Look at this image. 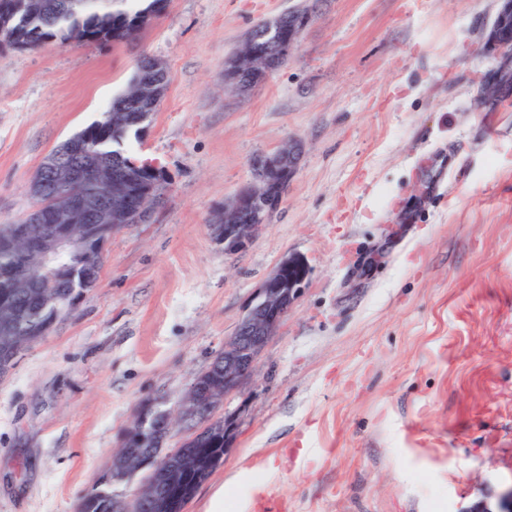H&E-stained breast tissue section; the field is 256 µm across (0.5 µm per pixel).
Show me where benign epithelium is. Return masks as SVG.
Returning a JSON list of instances; mask_svg holds the SVG:
<instances>
[{"instance_id": "obj_1", "label": "benign epithelium", "mask_w": 512, "mask_h": 512, "mask_svg": "<svg viewBox=\"0 0 512 512\" xmlns=\"http://www.w3.org/2000/svg\"><path fill=\"white\" fill-rule=\"evenodd\" d=\"M311 18L307 9L292 11L288 36L275 34L267 51L261 50L254 39L247 40L234 57L233 71H224V86L239 93L250 91L272 72L275 64L291 54ZM495 45L493 87L509 94L512 79L506 83L501 79L512 73V42L497 39ZM165 73L166 68L159 60L149 58L128 100L144 109L154 107L164 94ZM298 161L299 149L293 144L259 154L252 160L253 180L224 202V223L215 226L217 236L224 241L225 254L244 249L263 230L270 215L280 207ZM139 167L151 173L154 179L135 190L131 172L113 171L100 163L88 165L72 151L61 157V163L50 168L52 177L44 172L38 175L37 180L46 186L53 180L70 185L74 190L53 203L43 198L41 190L31 195L33 205L25 215L26 222L14 225L12 237L0 242L11 248L21 243L27 254L41 260L46 280L29 293L33 300L41 301L44 291L56 284L58 276L52 272L57 259L77 243L81 245L87 266L98 271L105 242L99 236V225L110 224L115 232L150 219L163 198L165 172L149 162L133 165L135 169ZM305 270L307 267L299 258L286 256L258 289L234 335L224 342V393L242 388L252 377L257 357L297 298L306 278ZM19 279L32 280L29 266L22 264L0 270V280L6 283ZM212 402V389L202 386L196 379L154 434L147 433L140 422H135L129 432L128 446L122 452L126 465L136 471L141 469L145 460L141 448H152L154 443L165 441L175 427L183 426L182 415L187 410L193 413L192 433L196 437L201 435L213 423ZM186 443L188 439H182L178 447L156 461L152 473L125 503L126 512H170L178 507L173 492L183 486L187 476L199 477L212 465V459L206 455L186 450ZM464 512H512V486L500 491L493 504L480 500Z\"/></svg>"}]
</instances>
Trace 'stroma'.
Listing matches in <instances>:
<instances>
[{
    "label": "stroma",
    "mask_w": 512,
    "mask_h": 512,
    "mask_svg": "<svg viewBox=\"0 0 512 512\" xmlns=\"http://www.w3.org/2000/svg\"><path fill=\"white\" fill-rule=\"evenodd\" d=\"M504 0H168L137 40L0 45V224L56 145L101 120L148 55L169 83L124 143L163 166L152 219L0 379V512H78L142 402H174L283 257L308 276L216 416L238 425L186 512H465L512 485V112L474 105ZM313 18L239 96L224 60ZM297 172L228 255L211 226L286 143Z\"/></svg>",
    "instance_id": "35a3bbf8"
}]
</instances>
